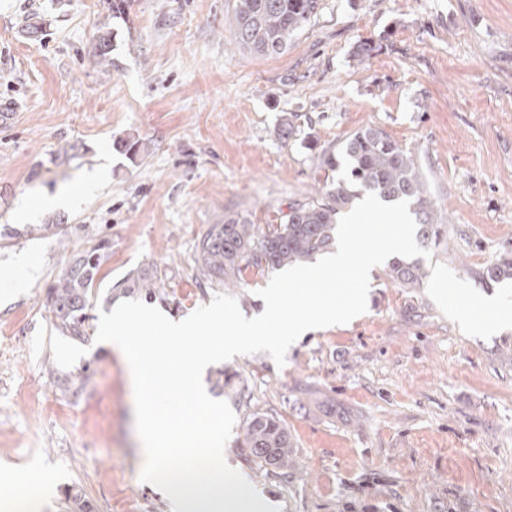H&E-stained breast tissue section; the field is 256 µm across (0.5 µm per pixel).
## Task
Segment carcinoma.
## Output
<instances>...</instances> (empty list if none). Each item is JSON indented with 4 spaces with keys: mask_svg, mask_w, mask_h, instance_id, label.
Segmentation results:
<instances>
[{
    "mask_svg": "<svg viewBox=\"0 0 512 512\" xmlns=\"http://www.w3.org/2000/svg\"><path fill=\"white\" fill-rule=\"evenodd\" d=\"M319 0H234L231 27L241 49L266 58L284 54L288 44L317 14ZM114 147L130 160L143 151L136 138L120 139ZM342 154L349 161L345 176L325 182L321 199L295 203L281 224L261 227L240 214L224 216L211 224L196 245V271L199 283L224 285L239 277L242 270L277 269L306 262L316 253L330 248L336 217L349 204L355 189L375 193L385 201L406 200L421 225V237H438L431 201L425 196L423 181L412 152L403 148L386 132L366 127L344 144ZM110 242L97 243L75 255L46 289L45 304L55 328L75 341H86L89 314L97 275L109 258ZM512 275V259L503 258L487 269L493 281ZM390 277L409 286L422 283L425 273L414 263L395 260ZM157 272L148 268L130 271L115 284L125 294H140L147 299L160 295ZM244 441L260 468H288L292 454L284 427L275 419L254 413L244 428ZM72 512H92L83 491L72 486L65 492Z\"/></svg>",
    "mask_w": 512,
    "mask_h": 512,
    "instance_id": "carcinoma-1",
    "label": "carcinoma"
}]
</instances>
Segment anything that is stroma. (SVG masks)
Wrapping results in <instances>:
<instances>
[{"instance_id": "1", "label": "stroma", "mask_w": 512, "mask_h": 512, "mask_svg": "<svg viewBox=\"0 0 512 512\" xmlns=\"http://www.w3.org/2000/svg\"><path fill=\"white\" fill-rule=\"evenodd\" d=\"M233 0H0V228L62 224L65 239L0 238V478L38 470L52 512L78 486L96 512H170L137 478L133 385L117 348L59 333L44 303L76 252L111 241L90 313L124 301L114 283L158 268L157 302L182 317L210 304L195 245L229 214L283 223L318 197L324 153L375 126L415 155L438 241L423 283L370 272L368 309L296 341L223 363L236 415L225 453L280 512H512V280L486 271L512 255V0H320L288 50L237 48ZM43 28L33 38L27 16ZM112 35L97 63L99 32ZM376 44L365 61L358 42ZM296 132L279 140L284 114ZM133 136L136 160L114 143ZM103 180L78 209L42 198ZM271 272L225 287L245 316ZM492 299L483 324L460 293ZM88 371L84 384L67 378ZM279 420L288 470L265 473L243 443L252 414Z\"/></svg>"}]
</instances>
